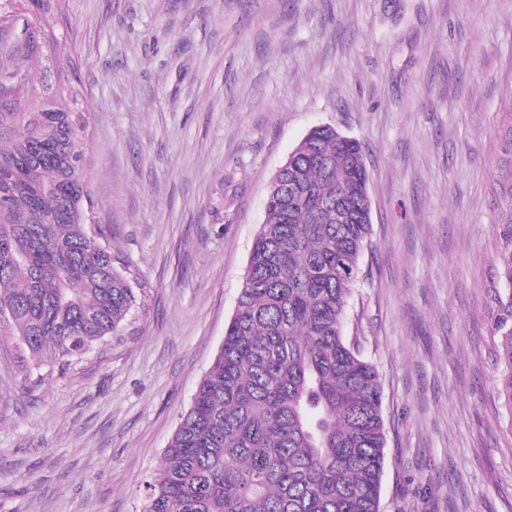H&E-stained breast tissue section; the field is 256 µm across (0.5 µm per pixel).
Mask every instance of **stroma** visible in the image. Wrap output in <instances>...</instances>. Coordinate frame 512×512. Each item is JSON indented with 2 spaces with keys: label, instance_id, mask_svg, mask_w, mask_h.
<instances>
[{
  "label": "stroma",
  "instance_id": "obj_1",
  "mask_svg": "<svg viewBox=\"0 0 512 512\" xmlns=\"http://www.w3.org/2000/svg\"><path fill=\"white\" fill-rule=\"evenodd\" d=\"M59 34L94 226L136 305L63 372L0 320V512H141L267 185L318 125L359 140L369 172L344 334L381 383L380 512H512L488 350L512 0H67Z\"/></svg>",
  "mask_w": 512,
  "mask_h": 512
}]
</instances>
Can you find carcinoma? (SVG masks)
<instances>
[{"mask_svg": "<svg viewBox=\"0 0 512 512\" xmlns=\"http://www.w3.org/2000/svg\"><path fill=\"white\" fill-rule=\"evenodd\" d=\"M66 0H0V314L40 365L67 369L118 332L136 295L89 241L75 59L36 84L15 64L57 50ZM288 203H266L249 279L210 369L146 481L143 512H380L386 434L374 367L344 336L371 237L360 142L313 128ZM492 309L498 397L512 409V211Z\"/></svg>", "mask_w": 512, "mask_h": 512, "instance_id": "1", "label": "carcinoma"}]
</instances>
